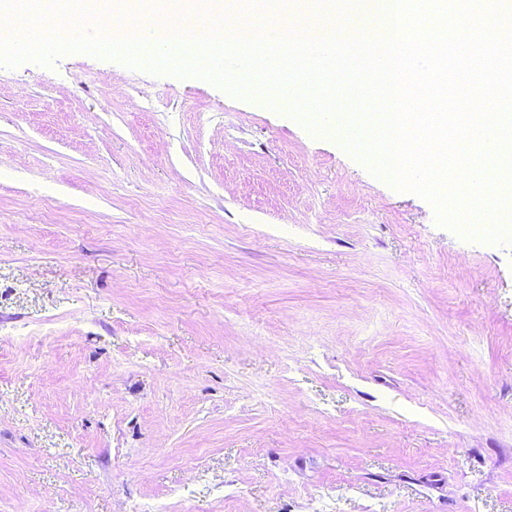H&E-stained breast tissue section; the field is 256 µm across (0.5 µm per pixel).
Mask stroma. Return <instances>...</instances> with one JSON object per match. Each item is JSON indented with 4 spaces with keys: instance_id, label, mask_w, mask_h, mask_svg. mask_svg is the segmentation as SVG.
Returning a JSON list of instances; mask_svg holds the SVG:
<instances>
[{
    "instance_id": "35a3bbf8",
    "label": "stroma",
    "mask_w": 512,
    "mask_h": 512,
    "mask_svg": "<svg viewBox=\"0 0 512 512\" xmlns=\"http://www.w3.org/2000/svg\"><path fill=\"white\" fill-rule=\"evenodd\" d=\"M119 57L0 65V512H512V220Z\"/></svg>"
}]
</instances>
